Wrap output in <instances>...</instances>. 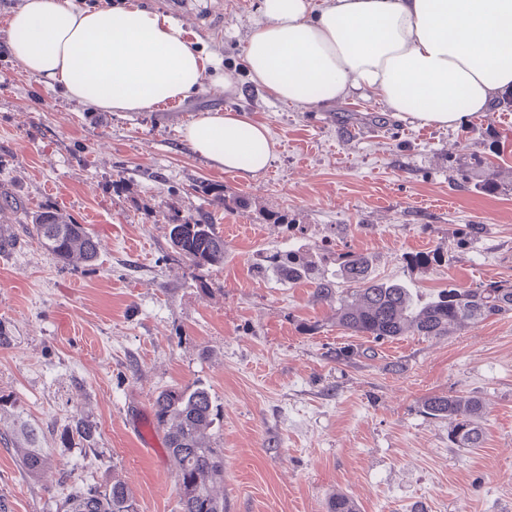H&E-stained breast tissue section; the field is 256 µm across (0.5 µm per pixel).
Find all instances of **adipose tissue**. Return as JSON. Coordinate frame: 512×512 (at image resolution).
I'll list each match as a JSON object with an SVG mask.
<instances>
[{"label": "adipose tissue", "mask_w": 512, "mask_h": 512, "mask_svg": "<svg viewBox=\"0 0 512 512\" xmlns=\"http://www.w3.org/2000/svg\"><path fill=\"white\" fill-rule=\"evenodd\" d=\"M259 11L247 71L291 104L359 89L398 119L452 127L512 90V0H261ZM8 38L30 76L110 112L186 98L204 79L180 22L135 0L91 11L26 0ZM185 138L197 155L253 176L273 155L267 128L242 112L205 113Z\"/></svg>", "instance_id": "adipose-tissue-1"}]
</instances>
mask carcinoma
Masks as SVG:
<instances>
[{
	"label": "carcinoma",
	"mask_w": 512,
	"mask_h": 512,
	"mask_svg": "<svg viewBox=\"0 0 512 512\" xmlns=\"http://www.w3.org/2000/svg\"><path fill=\"white\" fill-rule=\"evenodd\" d=\"M29 233L41 241L54 258L70 265L93 263L99 256L96 235L83 224H72L54 211L32 216ZM169 240L178 253L194 265L224 263V238L203 219L169 225ZM339 273L326 270V258L313 259L299 251L267 252L255 263L257 273H271L288 283L314 285L318 301L338 305L340 327L357 336L384 342L399 336H447L468 323L512 312V284L489 281L477 288L450 287L436 299L416 301L409 289L373 277L370 262L356 253L335 255ZM424 412L448 420V441L456 448H478L483 441L480 399L469 394L431 396ZM154 425L175 463V484L180 512H224V449L213 446L216 413L210 393L203 387L163 389L153 400ZM6 434L18 447L19 463L32 475L50 461L38 444L34 428L16 420ZM62 512H140L139 504L119 477L102 490L74 487L62 501Z\"/></svg>",
	"instance_id": "obj_1"
}]
</instances>
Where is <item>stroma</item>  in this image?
Wrapping results in <instances>:
<instances>
[{"label": "stroma", "instance_id": "stroma-1", "mask_svg": "<svg viewBox=\"0 0 512 512\" xmlns=\"http://www.w3.org/2000/svg\"><path fill=\"white\" fill-rule=\"evenodd\" d=\"M136 2L181 23L203 84L167 107L104 112L23 70L0 0V194L22 204L0 210L15 241L0 255V329L12 338L0 347V421H29L52 456L32 476L0 441L9 512H59L67 486L101 490L116 476L141 512H179L172 460L138 447L123 421L186 386L206 388L219 412L224 512H328L339 493L359 512H512V313L376 345L339 327L310 283L252 268L270 250L351 251L423 299L512 282V94L449 128L397 119L359 90L288 104L245 68L260 0ZM218 94L268 126L261 175L219 168L186 141ZM37 210L91 228L97 261L58 263L26 229ZM190 216L223 237L222 265L173 249L169 223ZM344 345L376 355L336 362ZM458 394L485 406L480 447H452L447 420L422 410ZM76 416L90 440L69 435Z\"/></svg>", "mask_w": 512, "mask_h": 512}]
</instances>
